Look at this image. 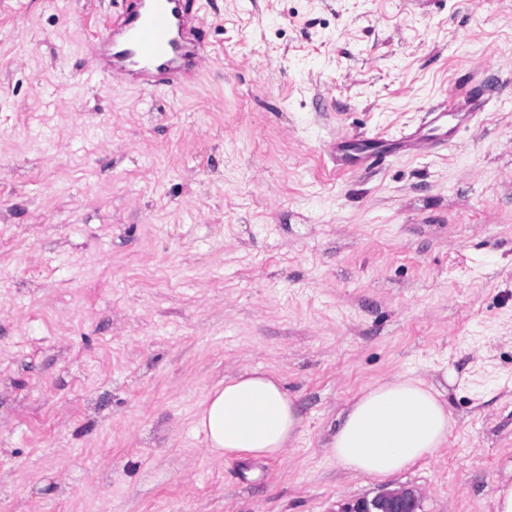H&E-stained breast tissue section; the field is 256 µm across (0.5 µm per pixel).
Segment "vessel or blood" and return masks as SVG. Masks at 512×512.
<instances>
[{
  "mask_svg": "<svg viewBox=\"0 0 512 512\" xmlns=\"http://www.w3.org/2000/svg\"><path fill=\"white\" fill-rule=\"evenodd\" d=\"M122 2L99 44L97 74L110 83L179 87L206 52L196 27L202 9L199 0ZM425 124V132L406 136L409 152L425 153L447 145L452 134L447 107L427 111ZM329 153L340 170L370 168L384 159L379 151L356 150L342 140L331 143Z\"/></svg>",
  "mask_w": 512,
  "mask_h": 512,
  "instance_id": "b4317fda",
  "label": "vessel or blood"
}]
</instances>
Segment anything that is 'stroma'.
<instances>
[{"instance_id":"1","label":"stroma","mask_w":512,"mask_h":512,"mask_svg":"<svg viewBox=\"0 0 512 512\" xmlns=\"http://www.w3.org/2000/svg\"><path fill=\"white\" fill-rule=\"evenodd\" d=\"M177 90L94 79L118 0H0V512H336L512 484V0H202ZM447 147L395 143L459 92ZM382 139L337 170L327 145ZM247 368L304 417L275 458L195 415ZM433 383L447 443L379 482L326 444L348 400ZM420 503L418 490L399 487L343 504L336 512H420Z\"/></svg>"}]
</instances>
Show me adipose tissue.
<instances>
[{
  "instance_id": "adipose-tissue-1",
  "label": "adipose tissue",
  "mask_w": 512,
  "mask_h": 512,
  "mask_svg": "<svg viewBox=\"0 0 512 512\" xmlns=\"http://www.w3.org/2000/svg\"><path fill=\"white\" fill-rule=\"evenodd\" d=\"M302 422L281 380L251 369L208 395L197 425L211 454L266 458L281 455ZM451 429V414L436 387L398 375L367 385L348 403L327 447L337 467L382 481L436 452Z\"/></svg>"
}]
</instances>
